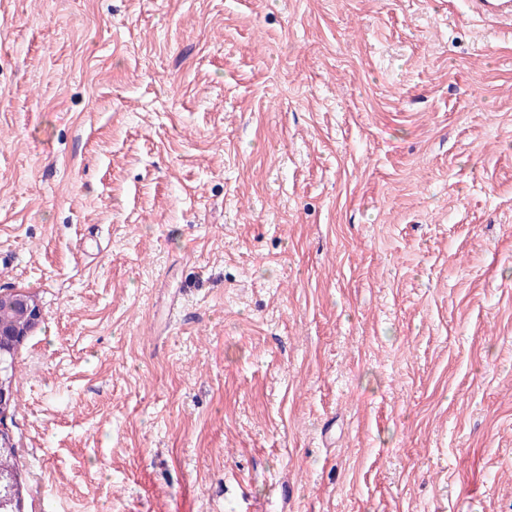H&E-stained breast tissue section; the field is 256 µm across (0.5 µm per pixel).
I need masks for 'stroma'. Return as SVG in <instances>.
Segmentation results:
<instances>
[{
    "label": "stroma",
    "instance_id": "35a3bbf8",
    "mask_svg": "<svg viewBox=\"0 0 512 512\" xmlns=\"http://www.w3.org/2000/svg\"><path fill=\"white\" fill-rule=\"evenodd\" d=\"M461 8L0 0L23 512H512V37ZM11 304L16 312L22 315L25 320L28 321L29 330L26 331L25 336L34 329L38 323L42 320V309L37 299L29 292L24 291H14L10 293ZM9 294H5L4 298L0 300V312L1 310L7 311L9 309L10 303ZM25 320H21L18 323V326L21 328L25 324ZM27 326L20 329V331H24L28 328Z\"/></svg>",
    "mask_w": 512,
    "mask_h": 512
}]
</instances>
